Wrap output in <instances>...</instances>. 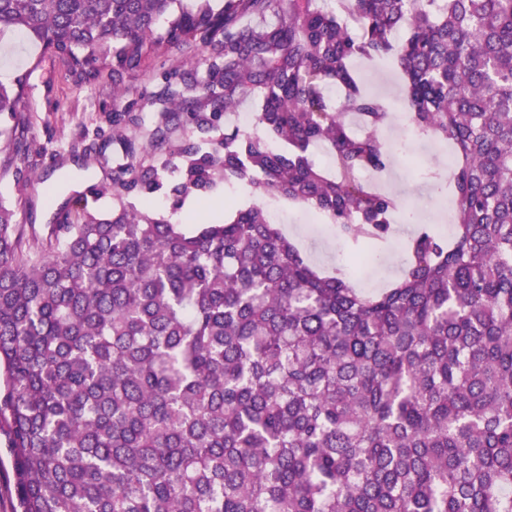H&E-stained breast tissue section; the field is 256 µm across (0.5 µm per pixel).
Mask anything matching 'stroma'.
Returning <instances> with one entry per match:
<instances>
[{
    "label": "stroma",
    "instance_id": "1",
    "mask_svg": "<svg viewBox=\"0 0 512 512\" xmlns=\"http://www.w3.org/2000/svg\"><path fill=\"white\" fill-rule=\"evenodd\" d=\"M0 44L8 47V62L13 68L12 77L5 83L14 85L16 76L26 75L25 102L29 109L13 171L0 177V197L10 201L24 197L17 221L38 227L54 223L57 212L71 207L76 198L85 199L93 211L111 209L112 170L122 158L112 140L114 113L131 110L142 114L145 127L129 129L128 135L139 147L138 160L148 162L150 154L143 149L149 134L147 124L153 119L154 100L165 85V73L204 55L195 46L174 49L149 61L147 73L129 74L116 85L107 70L98 83L87 85L71 77L57 57L32 67L31 60L40 48L24 35L6 33L0 36ZM352 65L363 88L381 93L392 108L393 119L380 132L383 147L389 152V165L380 176L379 188L420 209L425 223L442 227L448 212L456 207V198L451 194L432 195L420 172L432 164L447 166L452 146L420 135L413 141L411 156L401 154L396 145L404 139L409 122L400 72L388 59H356ZM22 178L27 181L23 188L18 185ZM128 200L138 207L150 206L155 214L180 225L183 231L197 228L196 222L188 218L193 202L175 204L167 189L150 194L136 192ZM288 223L299 231L298 247L320 270L331 272L341 264L346 247L329 224L307 222L304 210L293 205L288 208ZM409 235L407 225L393 224L388 250L363 268L356 278L357 286L373 291L395 281L403 263L401 247Z\"/></svg>",
    "mask_w": 512,
    "mask_h": 512
}]
</instances>
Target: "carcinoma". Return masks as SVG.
Returning <instances> with one entry per match:
<instances>
[{"instance_id":"carcinoma-1","label":"carcinoma","mask_w":512,"mask_h":512,"mask_svg":"<svg viewBox=\"0 0 512 512\" xmlns=\"http://www.w3.org/2000/svg\"><path fill=\"white\" fill-rule=\"evenodd\" d=\"M176 2L0 0V32L87 83L209 50L168 72L155 164L123 134L139 113H115L108 213L78 199L41 237L0 201V427L21 512H512V0H346L347 19L327 0ZM355 58L391 59L411 124L457 157L453 238L417 225L373 293L319 272L264 206L314 210L358 249L389 237L398 200L360 173L386 169L392 112ZM25 85L0 84V172ZM247 99L253 129L213 139ZM182 112L198 141H170ZM219 180L254 202L193 234L126 202L166 184L205 211Z\"/></svg>"}]
</instances>
